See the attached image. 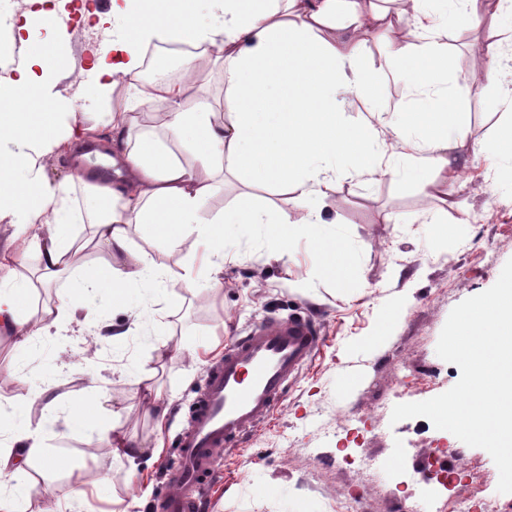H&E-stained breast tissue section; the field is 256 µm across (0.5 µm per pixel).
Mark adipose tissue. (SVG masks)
<instances>
[{
    "mask_svg": "<svg viewBox=\"0 0 512 512\" xmlns=\"http://www.w3.org/2000/svg\"><path fill=\"white\" fill-rule=\"evenodd\" d=\"M29 2L46 35L37 40L29 23L17 27L22 54L10 78L12 96L0 107V221L37 249L43 281L72 274L71 226L81 214L93 226L95 247L122 268L116 275L86 276L34 315L21 304L30 282L17 268L18 257L0 255V333L11 335L20 348L77 312L94 318L92 294L102 287L134 325L146 322L144 294L166 274L146 251L131 249L135 224L167 228L174 245L197 233L210 246L211 288L221 290L225 225L266 223L264 214L251 208L200 221L199 203L216 190L220 175L243 172L253 183L283 187L293 207L307 211L310 230L335 250L343 235L324 215L337 192V157H349L358 170L391 176L400 175L403 159L415 169L434 170L428 193L447 201L443 174L467 134L451 124L452 100L440 90L446 79L444 27L487 22L512 32L507 0H404L394 14L379 0H212L204 23L197 19V0H112L98 21H122L125 32L101 48L91 91L101 95L122 86L132 101L131 107L103 115L112 135L102 146L120 170L107 185L81 171L49 191L42 181L48 162L58 151L90 140L93 130L78 118L81 93L65 98L56 89L63 21L46 0ZM382 31L404 41L406 54L388 56L376 69L363 68L358 58L366 35ZM187 40L200 51L187 59L184 81L141 80L149 45ZM217 67L224 72L223 109L188 107L190 91L203 88ZM389 84L428 88L437 91L438 100L407 122L390 123L384 134L376 121L382 114L380 91ZM341 94L354 96L367 119L344 121L337 110ZM137 108L163 111L172 140L191 149L192 161L148 138L132 142ZM76 184L84 192L79 204L72 197ZM51 455L40 429L8 431L0 440V512H17L19 495L36 485L34 469Z\"/></svg>",
    "mask_w": 512,
    "mask_h": 512,
    "instance_id": "1",
    "label": "adipose tissue"
}]
</instances>
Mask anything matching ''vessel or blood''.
<instances>
[{
    "mask_svg": "<svg viewBox=\"0 0 512 512\" xmlns=\"http://www.w3.org/2000/svg\"><path fill=\"white\" fill-rule=\"evenodd\" d=\"M321 338L305 319L276 317L237 337L213 364L170 471L176 487L162 512H201L218 451L251 435L313 356Z\"/></svg>",
    "mask_w": 512,
    "mask_h": 512,
    "instance_id": "obj_1",
    "label": "vessel or blood"
}]
</instances>
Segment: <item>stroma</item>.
<instances>
[{
	"mask_svg": "<svg viewBox=\"0 0 512 512\" xmlns=\"http://www.w3.org/2000/svg\"><path fill=\"white\" fill-rule=\"evenodd\" d=\"M119 32L116 25L93 29L75 19L65 43L69 64L57 84L62 94L90 84L91 47ZM497 37L486 26L448 30L452 121L470 144L454 159L458 177L448 181L454 210L443 211L425 195L429 171L394 179L337 162L332 215L348 248L340 262L306 230L305 213L289 206L288 194L248 186L241 174L202 201L201 217L245 204L287 210L296 224L287 256L270 257L261 227L228 224L223 289L212 291L203 277L192 294L176 285L152 293V323L133 329L120 345L108 336L93 340L95 325L81 314L23 349L0 340V407H21L20 424L42 428L47 446L61 457L20 497L21 512L57 507L73 471L101 484L88 493L83 512H156L173 491L167 473L207 369L233 336L292 314L317 325L320 349L244 444L218 453L206 512H336L339 501L359 493L370 499L371 512H388L392 495L412 507L448 493L424 479L436 454L457 464L467 482L496 491L499 473L487 451L465 447L427 418L394 424L390 417L395 405L428 400L458 381L459 367L436 353L441 330L451 310L493 286L512 259V161L492 165L472 150L512 120L511 111L494 106L512 89V42L503 45L496 80L476 65ZM131 239L174 277L201 262L192 236L172 249L153 225L142 224L132 227ZM110 262L102 250L80 253L78 274L29 292L25 308L36 311L60 289L78 287L81 274ZM169 336L184 352L156 363L153 345ZM152 364L158 367L154 382L170 403L160 426L146 415L136 382L138 369ZM92 375L101 381L100 394L88 390ZM54 394L66 397L55 418L45 407ZM116 413L144 448L135 463L113 460L104 447L102 433ZM366 455L382 459L386 473L364 477L358 463ZM399 465L411 471L412 483L394 478Z\"/></svg>",
	"mask_w": 512,
	"mask_h": 512,
	"instance_id": "35a3bbf8",
	"label": "stroma"
}]
</instances>
